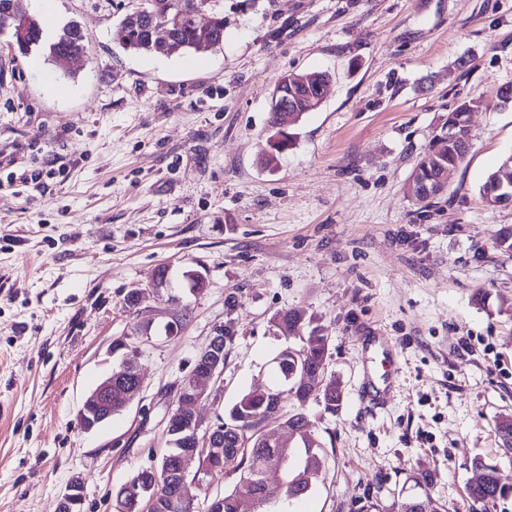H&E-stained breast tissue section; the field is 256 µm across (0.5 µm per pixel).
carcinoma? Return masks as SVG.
<instances>
[{"label":"carcinoma","instance_id":"obj_1","mask_svg":"<svg viewBox=\"0 0 512 512\" xmlns=\"http://www.w3.org/2000/svg\"><path fill=\"white\" fill-rule=\"evenodd\" d=\"M207 16V37L197 33L196 16L199 11ZM167 18L177 22L174 41L164 55H203L224 44V8L221 0H138L137 6L120 19L122 47L126 51L151 54L157 52L151 40L154 21ZM11 31L13 41L22 54L29 53L42 43L43 28L40 18L31 14L27 0H0V31ZM87 37L75 23L62 30L49 45L51 61L66 69L68 60L75 54L86 52ZM288 103L299 111L287 114L274 112L271 125L292 119L288 129L298 123L307 107L308 91L299 84L284 88ZM477 101L471 99L459 104L448 113V129L438 138V148H431L416 161L412 181L419 184L436 177L443 169L456 166L465 156L468 140L465 116ZM512 185V160L505 159L490 173L481 188V203L487 208L502 205V193L495 191L496 184ZM275 327L289 338L299 339L297 348L286 347L276 363L287 383L284 390H255L244 394L229 412V421L216 425L215 441L208 445L205 453L184 446L172 448L159 461L151 462L133 476L116 493L117 512H137L141 503H150L149 512H190L181 492L183 468L207 465L222 472L227 467L240 472L233 489L212 504L213 512H271L274 501L285 498L293 500L308 494L322 476L321 442L302 407L312 396L324 401L326 408L334 411L341 401V389L336 381L322 383L330 338L323 328L311 326L298 311H285L274 317ZM112 414L122 412L135 396V376L129 368L112 369ZM298 407L293 412L284 411L288 399ZM195 394L187 391L184 402L173 410L169 433L178 439L184 435L183 428L196 423ZM282 419L291 432L292 442L284 446L270 441L265 432L267 422ZM495 429L506 452L512 453V415L500 417ZM475 477L469 482L468 496L478 503H488L501 496L504 485L500 470L495 464L476 457L472 463ZM279 471L282 483L272 486L268 473ZM395 512H447V507L429 493L411 499L396 500Z\"/></svg>","mask_w":512,"mask_h":512}]
</instances>
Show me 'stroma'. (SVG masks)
Wrapping results in <instances>:
<instances>
[{
	"instance_id": "obj_1",
	"label": "stroma",
	"mask_w": 512,
	"mask_h": 512,
	"mask_svg": "<svg viewBox=\"0 0 512 512\" xmlns=\"http://www.w3.org/2000/svg\"><path fill=\"white\" fill-rule=\"evenodd\" d=\"M136 2L53 0L59 25L88 40L68 74L0 33V152L14 158L0 164V512H56L76 478L80 512H115L116 491L165 453L180 384L213 336L229 341L196 406L202 426L249 391L283 389L275 359L289 340L273 318L287 310L329 336L324 377L342 402L306 404L323 477L286 512L387 507L419 494L424 473L450 512H512L494 429L512 414V254L495 245L512 206L479 199L512 154L499 96L512 86V0H223V47L181 57L121 47ZM312 71L331 89L264 167L274 86ZM470 99L466 156L438 203L416 204L417 158ZM31 171L39 183H22ZM162 264L179 303L129 310ZM187 270L206 278L201 293ZM149 320L139 396L84 432V399L122 359L113 342ZM377 335L396 364L376 408L362 382ZM477 456L505 486L488 505L466 492Z\"/></svg>"
}]
</instances>
